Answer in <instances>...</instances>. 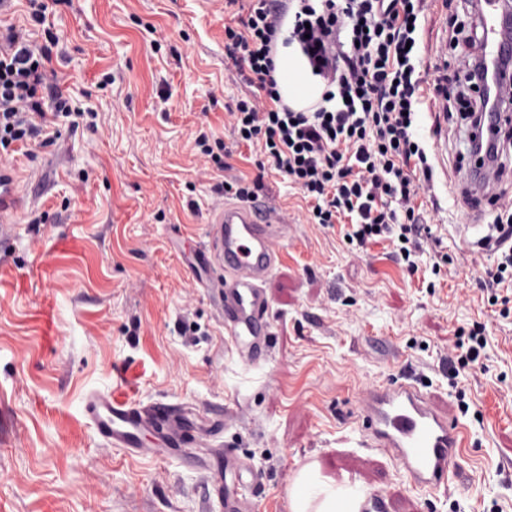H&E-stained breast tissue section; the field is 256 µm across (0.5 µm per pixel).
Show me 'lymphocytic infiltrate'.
I'll list each match as a JSON object with an SVG mask.
<instances>
[{
	"instance_id": "obj_1",
	"label": "lymphocytic infiltrate",
	"mask_w": 512,
	"mask_h": 512,
	"mask_svg": "<svg viewBox=\"0 0 512 512\" xmlns=\"http://www.w3.org/2000/svg\"><path fill=\"white\" fill-rule=\"evenodd\" d=\"M247 9L236 24L225 25L224 49L253 93L228 108L227 124L235 143L259 145V175L221 182L220 190L256 202L261 173L276 170L313 200L311 223L349 219L348 242L391 241L393 261L417 270V257L434 237L418 204L434 188L432 167L415 135L423 110L418 28L424 0H258ZM285 27L326 86L321 105L309 112L284 105L276 90L273 55ZM58 43L50 30L33 45L24 29H0V155L38 138L52 144L44 133L49 116L75 115L51 66ZM476 71L475 58L466 55L449 87L435 89L470 127L482 104ZM482 245L497 256L480 280L489 305L512 302L501 292L512 281V224H496Z\"/></svg>"
}]
</instances>
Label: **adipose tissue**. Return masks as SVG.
Returning a JSON list of instances; mask_svg holds the SVG:
<instances>
[{
	"instance_id": "ef3b65f1",
	"label": "adipose tissue",
	"mask_w": 512,
	"mask_h": 512,
	"mask_svg": "<svg viewBox=\"0 0 512 512\" xmlns=\"http://www.w3.org/2000/svg\"><path fill=\"white\" fill-rule=\"evenodd\" d=\"M274 63L276 89L283 104L299 111L320 101L323 88L310 74L299 50L278 49ZM286 495L290 512H360L364 492L316 467L295 477Z\"/></svg>"
}]
</instances>
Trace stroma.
<instances>
[{
    "label": "stroma",
    "instance_id": "obj_1",
    "mask_svg": "<svg viewBox=\"0 0 512 512\" xmlns=\"http://www.w3.org/2000/svg\"><path fill=\"white\" fill-rule=\"evenodd\" d=\"M461 12L460 0L425 6L426 98L462 61L450 41ZM0 18L38 43L44 27L59 36L52 66L84 113L75 126L56 120L53 144L0 161L23 199L0 228V512H217L216 470L98 440L83 416L96 391L223 414L205 445L261 471L254 512H290L303 457L358 472L364 492L388 494V512H512V315L479 287L495 262L479 241L502 211L467 210L459 117L438 136L433 115L418 121L438 240L413 272L391 260L390 241L362 250L343 225L307 223L300 191L266 174L261 195L288 241L266 283L270 357L246 366L191 273L225 202L217 184L256 173L257 147L235 149L221 171L196 144L230 143L225 108L247 91L224 53L223 11L209 0H73L41 27L14 0ZM476 326L489 339L483 369L449 374L458 336ZM396 378L469 430L447 490L412 487L396 459L362 445L364 397Z\"/></svg>",
    "mask_w": 512,
    "mask_h": 512
}]
</instances>
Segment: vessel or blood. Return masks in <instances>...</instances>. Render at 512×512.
Wrapping results in <instances>:
<instances>
[{
  "label": "vessel or blood",
  "instance_id": "b4317fda",
  "mask_svg": "<svg viewBox=\"0 0 512 512\" xmlns=\"http://www.w3.org/2000/svg\"><path fill=\"white\" fill-rule=\"evenodd\" d=\"M500 0H476L483 38L475 49L486 60L490 81L500 94L512 93V18L502 16ZM504 176L496 163L470 167L465 190L469 197L491 198ZM22 206L10 167L0 165V224L9 223ZM283 220L277 212L245 203H228L209 221V247L200 250L199 269L220 267L219 276L205 282L218 302L240 361L255 366L271 351V300L265 284L282 258L278 241ZM363 436L368 447L397 458L414 487L439 490L447 486L456 449L465 447L467 434L430 395L406 381H395L365 398ZM99 439L131 457L155 452L186 456L189 447L212 436L216 424L201 420L185 407L156 402L148 405L92 393L83 406ZM224 474V512H252L247 496L259 480L255 468L231 453L202 461Z\"/></svg>",
  "mask_w": 512,
  "mask_h": 512
}]
</instances>
